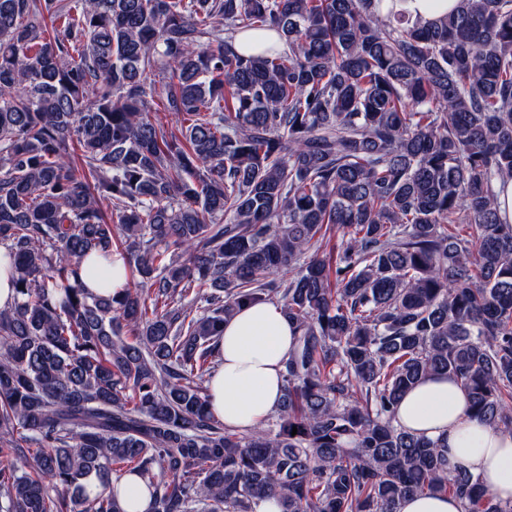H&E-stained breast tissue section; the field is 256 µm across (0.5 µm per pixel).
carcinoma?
I'll return each mask as SVG.
<instances>
[{
	"label": "carcinoma",
	"instance_id": "carcinoma-1",
	"mask_svg": "<svg viewBox=\"0 0 512 512\" xmlns=\"http://www.w3.org/2000/svg\"><path fill=\"white\" fill-rule=\"evenodd\" d=\"M383 3L0 0V512H512L396 424L439 374L512 433V0ZM261 302L297 341L244 433L209 384ZM396 11H405L413 18L418 15L423 21H433L449 14L459 0H394ZM126 265V258L120 252H112L108 258H99L96 267H100L111 276L112 286L105 287L100 279L83 276L81 281L84 288L96 296L114 295L117 290L128 286ZM114 485L119 497L126 503L127 512H145L149 508L150 493L136 476L126 475ZM400 512H460V505L450 496H416L405 500Z\"/></svg>",
	"mask_w": 512,
	"mask_h": 512
}]
</instances>
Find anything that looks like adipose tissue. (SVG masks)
<instances>
[{"label": "adipose tissue", "mask_w": 512, "mask_h": 512, "mask_svg": "<svg viewBox=\"0 0 512 512\" xmlns=\"http://www.w3.org/2000/svg\"><path fill=\"white\" fill-rule=\"evenodd\" d=\"M292 325L273 303L248 304L224 323L220 366L211 381V404L225 425L250 430L277 407L282 361L294 343ZM399 425L448 442V464L478 477L497 499L512 501V434L480 423L463 390L432 376L402 398Z\"/></svg>", "instance_id": "ef3b65f1"}]
</instances>
